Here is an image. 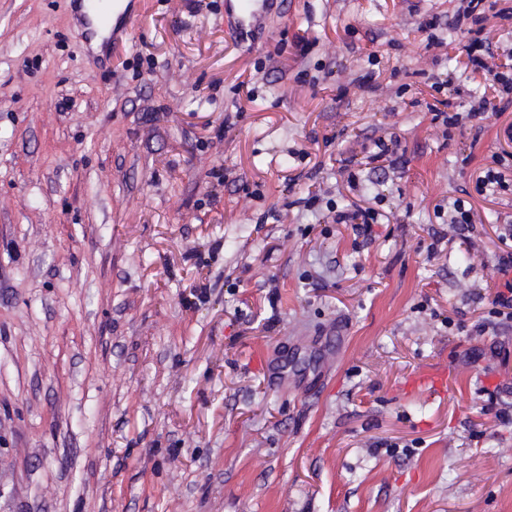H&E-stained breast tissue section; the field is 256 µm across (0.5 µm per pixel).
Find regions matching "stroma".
Listing matches in <instances>:
<instances>
[{
  "mask_svg": "<svg viewBox=\"0 0 512 512\" xmlns=\"http://www.w3.org/2000/svg\"><path fill=\"white\" fill-rule=\"evenodd\" d=\"M457 6L282 0L241 39L224 0H134L97 55L79 0H0V512H512L483 411L512 404V327L448 325L512 229V195L473 192L512 110L432 125L485 89L417 30ZM392 134L403 164L342 168ZM309 173L377 206L370 242L299 205ZM465 189L469 251L435 212ZM431 368L442 395L410 385Z\"/></svg>",
  "mask_w": 512,
  "mask_h": 512,
  "instance_id": "1",
  "label": "stroma"
}]
</instances>
